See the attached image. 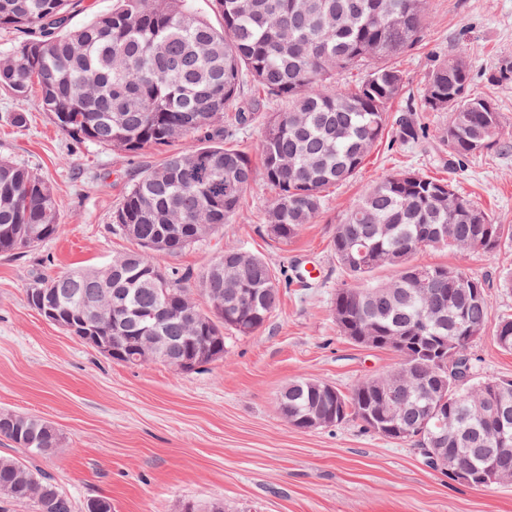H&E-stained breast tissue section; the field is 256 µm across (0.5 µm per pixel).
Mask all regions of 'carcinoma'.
Here are the masks:
<instances>
[{"instance_id": "1", "label": "carcinoma", "mask_w": 512, "mask_h": 512, "mask_svg": "<svg viewBox=\"0 0 512 512\" xmlns=\"http://www.w3.org/2000/svg\"><path fill=\"white\" fill-rule=\"evenodd\" d=\"M215 26L192 0H113L84 25L70 27L69 0H0V29L26 38L0 64V89L24 97L38 92L41 111L81 143L111 146L133 156L173 142L181 147L140 172L114 212L115 230L137 249L101 268L67 271L34 281L27 301L42 297L64 315L80 314L105 340L166 336L168 356L206 363L224 360L226 336H253L280 301L288 271L247 249L226 245L210 264L162 269L156 256H176L219 234L239 213L256 170L229 145L252 113L238 106L244 81L265 101L284 104L268 118L262 175L275 190L264 213L265 232L288 243L315 221L324 192L351 179L384 135L388 112L406 83L403 58L419 43L426 0H213ZM361 77L350 87L344 72ZM472 65L463 54L439 58L428 74L421 107L448 112L456 129L449 163L459 165L494 147L497 110L472 92ZM236 107L230 119L224 112ZM407 144L426 138L416 111L396 120ZM492 227L499 247L502 224L459 194L453 184L416 171L375 183L349 206L336 226V261L351 284L336 290L332 315L356 344L370 326L373 348L397 357L395 367L345 394L315 378L289 382L277 398L281 417L304 429L316 410L349 418L365 430L417 448L426 464L448 478L484 488L512 475V442L491 458L484 449L489 410L482 395L496 378L458 384L448 362L468 356L467 331L493 327L497 345L512 352V316L490 321L488 284L442 265H420L430 248L476 250ZM52 188L27 167L0 157V253L31 251L61 232ZM384 269L395 276L376 278ZM478 288L474 300L466 286ZM454 423L439 428L448 414ZM0 436L33 455L54 453L61 434L51 422L0 409ZM433 448H461L472 472L447 471ZM0 498L30 503L35 512H74L55 479L16 458L0 457Z\"/></svg>"}]
</instances>
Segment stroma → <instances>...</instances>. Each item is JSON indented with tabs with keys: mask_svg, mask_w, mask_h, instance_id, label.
Masks as SVG:
<instances>
[{
	"mask_svg": "<svg viewBox=\"0 0 512 512\" xmlns=\"http://www.w3.org/2000/svg\"><path fill=\"white\" fill-rule=\"evenodd\" d=\"M460 51L471 59L474 92L500 113L501 138L512 142V81L487 80L501 60L512 59V0H428L423 35L403 61L406 87L392 112L419 106L433 61ZM13 112L26 113V126L9 123ZM420 118L427 131L422 145L401 143L387 129L353 178L326 190L316 222L292 242L261 234L274 192L259 178L219 241L158 256L163 267L200 268L218 244L230 243L292 276L318 272L312 288H281L280 303L258 334L229 336L223 361L180 374L160 362L113 361L26 300L38 277L103 266L131 249L112 214L136 175L158 165L163 152L131 156L76 143L40 110L36 95L0 91V157L46 180L62 225L34 251L0 254V408L54 423L62 445L32 457L0 436V456L30 460L52 475L75 512H87V503L100 498L112 512H182L187 502L210 500L222 501L226 512H512V485L473 489L428 467L410 445L367 432L357 420L300 430L277 408L291 380L319 378L347 393L394 367L392 352L341 336L331 314L336 290L348 281L332 249L335 228L372 184L413 169L452 181L496 223L512 225V151L488 150L463 167H449L440 148L448 113ZM416 261L486 279L492 317L512 314V292L498 286L500 276H512V235L490 253L430 249ZM470 353L478 376L512 378V353L498 348L492 331L476 339Z\"/></svg>",
	"mask_w": 512,
	"mask_h": 512,
	"instance_id": "obj_1",
	"label": "stroma"
}]
</instances>
